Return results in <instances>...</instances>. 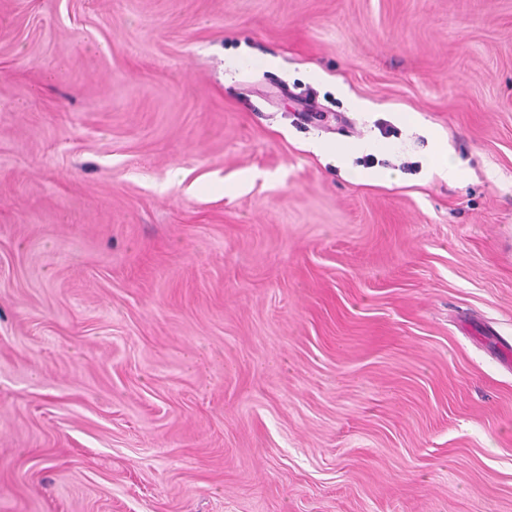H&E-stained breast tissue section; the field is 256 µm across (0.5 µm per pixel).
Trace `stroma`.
Returning <instances> with one entry per match:
<instances>
[{"instance_id":"1","label":"stroma","mask_w":512,"mask_h":512,"mask_svg":"<svg viewBox=\"0 0 512 512\" xmlns=\"http://www.w3.org/2000/svg\"><path fill=\"white\" fill-rule=\"evenodd\" d=\"M0 512H512V0H0Z\"/></svg>"}]
</instances>
